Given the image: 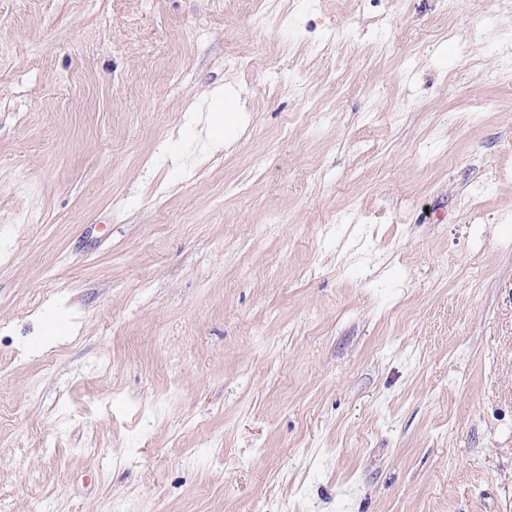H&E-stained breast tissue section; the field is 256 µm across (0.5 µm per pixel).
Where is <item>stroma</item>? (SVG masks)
Segmentation results:
<instances>
[{"instance_id":"stroma-1","label":"stroma","mask_w":512,"mask_h":512,"mask_svg":"<svg viewBox=\"0 0 512 512\" xmlns=\"http://www.w3.org/2000/svg\"><path fill=\"white\" fill-rule=\"evenodd\" d=\"M116 504L512 512V0H0V512Z\"/></svg>"}]
</instances>
